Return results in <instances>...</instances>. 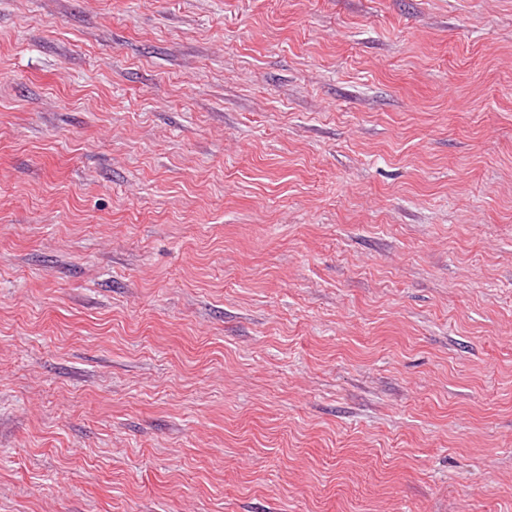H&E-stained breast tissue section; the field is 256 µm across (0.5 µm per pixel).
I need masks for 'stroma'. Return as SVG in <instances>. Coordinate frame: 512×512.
I'll use <instances>...</instances> for the list:
<instances>
[{
  "instance_id": "35a3bbf8",
  "label": "stroma",
  "mask_w": 512,
  "mask_h": 512,
  "mask_svg": "<svg viewBox=\"0 0 512 512\" xmlns=\"http://www.w3.org/2000/svg\"><path fill=\"white\" fill-rule=\"evenodd\" d=\"M0 512H512V0H0Z\"/></svg>"
}]
</instances>
